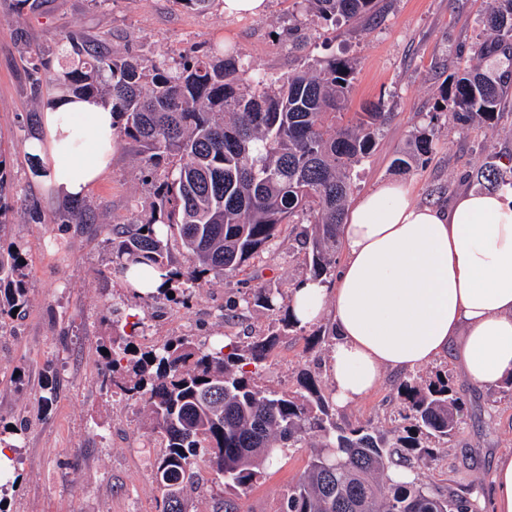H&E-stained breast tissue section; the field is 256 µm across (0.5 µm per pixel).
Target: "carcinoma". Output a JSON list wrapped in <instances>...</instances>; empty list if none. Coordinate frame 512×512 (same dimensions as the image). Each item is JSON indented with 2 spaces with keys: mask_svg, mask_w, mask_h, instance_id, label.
Returning <instances> with one entry per match:
<instances>
[{
  "mask_svg": "<svg viewBox=\"0 0 512 512\" xmlns=\"http://www.w3.org/2000/svg\"><path fill=\"white\" fill-rule=\"evenodd\" d=\"M304 12L326 24L379 11V0H300ZM488 37L471 47L472 65L453 75L441 100L453 105L462 127L496 128L512 97V0H488ZM81 65L55 75L63 94L93 98L112 110L123 137L148 171L170 165L154 192L150 219L110 229L113 263L167 272L170 286L148 292L144 303L192 288L205 274H235L270 247L284 224H308L305 264L309 278L326 281L336 264V243L353 190L354 169L376 151L393 117L378 100L359 112L344 111L353 68L343 58L310 59L286 75L245 61L232 46L192 48L170 57H145L65 38ZM301 24L288 28V52L302 53ZM435 149L431 128L416 131L393 161L400 172L428 160ZM503 170L487 161L473 173L491 190L512 188V156ZM7 157L0 148V232L15 211L5 195ZM56 224H96L97 208L83 198L65 204ZM170 231L190 257L178 267ZM20 249L0 245V319L28 303ZM261 306L284 310L281 329L297 324L278 288H254L227 305V316ZM130 332L103 339L105 385L149 412L150 434L159 442L153 462L162 491L160 512H187L190 492L206 474L224 478L216 512H241L239 500L286 448L314 440L307 466L289 486L281 512H477L471 497L414 478L394 479L401 466L414 473L437 459L434 444L460 431L466 393L448 383L405 380L396 387L402 405L401 434L390 438L371 424H352L333 412L317 380L304 374L299 389L276 391L258 375L280 333L236 336L205 346L189 336L160 347L134 344Z\"/></svg>",
  "mask_w": 512,
  "mask_h": 512,
  "instance_id": "1",
  "label": "carcinoma"
}]
</instances>
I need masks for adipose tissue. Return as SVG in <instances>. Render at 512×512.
Instances as JSON below:
<instances>
[{
    "label": "adipose tissue",
    "instance_id": "1",
    "mask_svg": "<svg viewBox=\"0 0 512 512\" xmlns=\"http://www.w3.org/2000/svg\"><path fill=\"white\" fill-rule=\"evenodd\" d=\"M30 150L61 198L83 196L112 160V113L59 95ZM344 260L331 283L305 279L290 297L300 325L331 313L327 360L338 405L386 373L454 355L466 379L496 388L512 375V191H464L448 209L419 204L410 185L361 195L340 227Z\"/></svg>",
    "mask_w": 512,
    "mask_h": 512
}]
</instances>
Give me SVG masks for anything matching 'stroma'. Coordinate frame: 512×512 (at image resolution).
<instances>
[{
    "mask_svg": "<svg viewBox=\"0 0 512 512\" xmlns=\"http://www.w3.org/2000/svg\"><path fill=\"white\" fill-rule=\"evenodd\" d=\"M258 17L225 15L221 5L196 12L173 0H37L36 8L19 0H0V146L6 150L10 199L37 200L44 221L33 224L12 216L0 244L15 245L26 261L28 306L0 320V427L15 473L0 499L6 512H157L161 490L152 466L156 444L147 428V412L100 384L99 345L113 325L136 318L144 327L141 347L159 346L178 336L213 343L223 335L255 336L278 323L262 307L232 321L222 313L230 299L250 288L280 289L307 278L302 248L303 225H284L272 245L235 275H205L184 298L144 305L124 277L114 273L107 228L147 219L144 205L153 184L124 139L113 143L112 165L86 192L97 205V224H56L63 206L42 177L33 173L27 145L43 128L28 130L35 106L29 67L46 59L50 74L41 77V96L51 98V73L67 59L69 34L125 46L147 56L173 57L191 47L235 46L242 56L279 74L299 68L280 34L303 22L316 59L339 55L351 61L354 76L347 111L383 100L393 121L385 127L371 158L354 172V193L362 195L387 181L413 187L417 202L449 208L459 193L473 189L470 175L494 156L512 154V107L496 129L460 128L449 109L440 107L441 91L464 61L469 47L485 38L483 0H383L377 15L335 30L324 29L304 14L297 0H266ZM435 126V149L428 160L401 174L392 161L416 128ZM323 317L316 328L287 331L261 371L263 386L298 387L299 372L328 384V342L312 344L314 329L331 328ZM447 372L452 386H465L467 405L459 434L439 451L435 465L421 474L440 488L470 491L478 512H492L491 476L498 454L512 450V389L468 384L452 360L421 368L429 379ZM52 379L50 403L42 385ZM401 378L387 373L380 388L358 404L340 409L345 420L372 423L388 432L400 424L396 387ZM309 451L289 448L267 468L241 499V512H280L289 485L304 471Z\"/></svg>",
    "mask_w": 512,
    "mask_h": 512,
    "instance_id": "obj_1",
    "label": "stroma"
}]
</instances>
